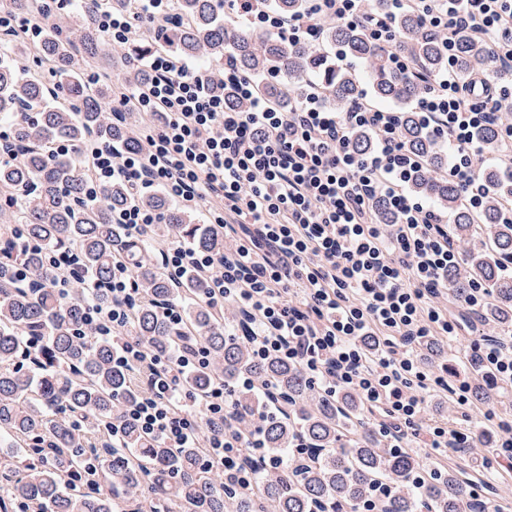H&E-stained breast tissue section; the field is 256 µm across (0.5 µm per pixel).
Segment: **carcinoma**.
<instances>
[{"label":"carcinoma","mask_w":512,"mask_h":512,"mask_svg":"<svg viewBox=\"0 0 512 512\" xmlns=\"http://www.w3.org/2000/svg\"><path fill=\"white\" fill-rule=\"evenodd\" d=\"M0 6L25 16L36 12L35 0H0ZM270 6L285 15L298 14L305 0H271ZM101 7L125 11L130 2L79 0L67 25L40 14L43 37L36 51L54 74L51 86L19 67V58L30 51L27 42L0 37V124L19 150L15 159L0 158V212L20 230L0 236V443L10 448L0 512H14L30 502L41 504L45 512H143L149 503L178 512H266L269 504L275 512H356L380 481L392 489L384 512H419L422 507L427 512H482V501L452 470H437L422 487H409L416 460L405 449L385 448L370 422L357 419L359 403L353 393L325 398L313 392L299 368L254 361L248 351V317L223 321L205 302L206 282L193 274L177 284L169 279L155 256L158 242L188 241L224 250V239L195 224L193 211L158 192L134 199L118 181L89 201L85 167L67 156L47 154L45 147L54 141L79 145L89 136L123 148L135 146L126 125L107 112L112 87L103 85L93 93L84 80L85 58L95 60L104 74L112 70V50L92 23ZM173 8L174 22L147 28L125 46L127 71L160 49L214 71L223 68L228 53L240 70L260 78L261 91L282 111L291 109L293 95L307 88L309 80L340 111L364 94L362 80L355 70L331 63L321 48L369 64L371 99L397 109L406 146L425 161L412 191L448 211L452 235L481 241L448 274V287L461 299L468 281L484 282L493 292L485 318L512 324V276L501 267V260L512 258V223H502L498 204L512 198V180L495 169H482L491 200L477 216L462 206L454 183L438 175L443 167L439 142L412 110L425 83L387 68L383 51L359 27L324 22L321 46L315 47L290 44L240 20L228 25L216 0H174ZM397 27L396 49L418 70L433 76L447 68L448 57L415 12L403 11ZM488 58L485 45L460 34V75L480 70L493 79L485 71ZM134 200L163 216V223L137 240L112 223V212ZM59 247L78 251L82 260L67 299L54 288L55 275L45 258L46 251ZM122 254L148 294L135 310L134 337L152 351H171L181 332L165 318L161 305L180 306L187 328L206 343L211 357L207 368L187 375V385L200 394L217 381L235 388V416L258 410L260 397H265L261 427L269 452L282 454L300 439L307 445L306 458L285 461L276 474L263 461L246 458L257 472L258 486L253 495L243 496L224 487L216 472L201 468L195 448L172 453L132 429L117 447L106 443L90 448L83 429L59 420L58 414L65 412L75 419L92 414L110 423L136 396L130 375L112 367L111 343L74 335L85 297L109 300L101 285L111 276L113 259ZM20 267L32 278L19 279ZM245 376L257 388L239 387ZM91 453L98 458L101 482L69 485L66 473Z\"/></svg>","instance_id":"1"}]
</instances>
